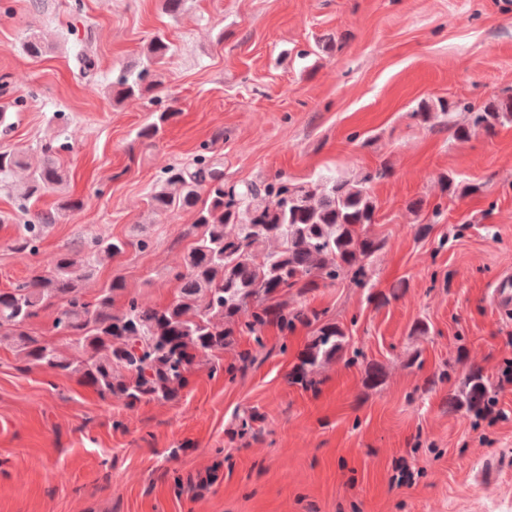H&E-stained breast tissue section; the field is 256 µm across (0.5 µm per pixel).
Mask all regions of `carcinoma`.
<instances>
[{"label":"carcinoma","instance_id":"obj_1","mask_svg":"<svg viewBox=\"0 0 512 512\" xmlns=\"http://www.w3.org/2000/svg\"><path fill=\"white\" fill-rule=\"evenodd\" d=\"M23 50L37 59L47 52L48 43L33 31L26 35ZM173 51L165 34H155L141 68L124 71L112 82L114 98L155 101L162 86L157 66ZM74 60L80 76L89 80L88 88H94L92 49H78ZM176 115L173 109L155 113L136 132L140 144L153 145ZM506 122H512V94L495 99L475 113L472 125H458L454 134L465 139L472 126L491 133ZM222 141L221 130L194 162L163 165L148 198L156 214L186 211L194 217L188 229L193 241L171 270L177 295L169 304L156 306L132 296L123 310L112 311L113 296L125 288L120 279L86 296L82 282L91 278L97 263L131 245L149 246L143 238L131 243L110 235L94 236L76 252L61 251L27 279L0 290V340H8L26 366H44L59 377L78 375L101 399L119 396L134 406L175 399L193 365L224 350L230 337L256 336L268 324L317 327L314 351L304 358L305 365H315L320 352L336 350V337L344 330L323 322L315 310H288L283 297L293 288L304 294L331 287L348 274L364 277L368 261L384 247L383 239L370 234L377 205L368 184L386 177L388 170L379 168L355 181L292 183L276 174L228 186L224 159L215 150ZM18 170L26 172L19 194L31 205L49 191H63L68 181L50 143L42 147V160L35 166L20 150H0V178ZM82 207V200L64 198L53 211L33 212L29 223L19 225L13 249L36 252L47 227ZM47 310L53 314V329L69 338L74 353L64 354L33 331L32 324ZM465 385L469 402L486 391L473 370Z\"/></svg>","mask_w":512,"mask_h":512}]
</instances>
